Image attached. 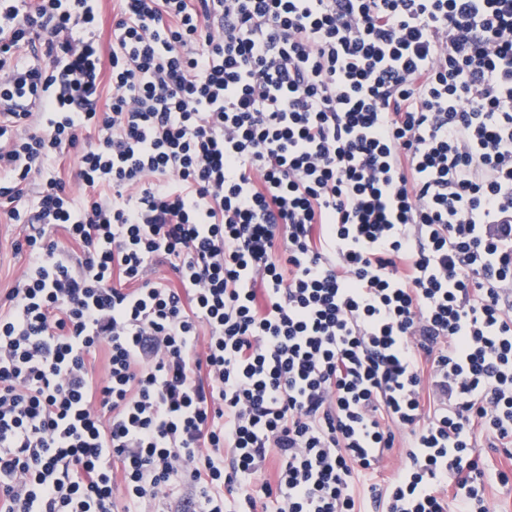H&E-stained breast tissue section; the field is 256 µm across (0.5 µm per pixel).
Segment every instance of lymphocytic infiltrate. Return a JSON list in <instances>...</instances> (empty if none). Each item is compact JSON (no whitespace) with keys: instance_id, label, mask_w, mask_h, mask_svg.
Returning <instances> with one entry per match:
<instances>
[{"instance_id":"1","label":"lymphocytic infiltrate","mask_w":512,"mask_h":512,"mask_svg":"<svg viewBox=\"0 0 512 512\" xmlns=\"http://www.w3.org/2000/svg\"><path fill=\"white\" fill-rule=\"evenodd\" d=\"M118 2L0 0V512H490L512 0ZM93 2L97 10L98 34L102 45L103 53H109L112 24L118 19L117 8L112 9L116 0H97ZM114 1V2H113ZM5 216L2 214L0 222V300L6 302L5 294L27 264L24 253L15 254L12 244L23 238L26 233V224H4ZM2 293V294H1Z\"/></svg>"}]
</instances>
